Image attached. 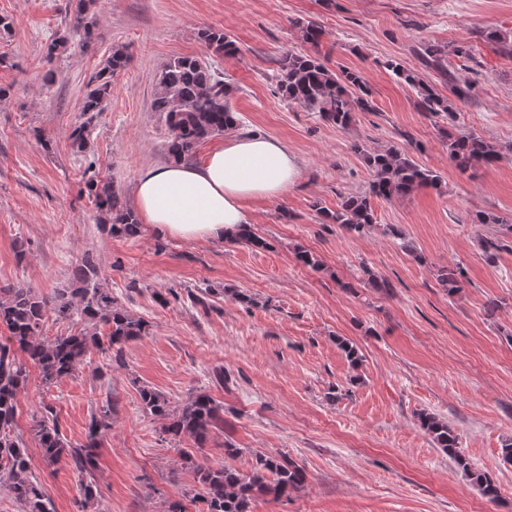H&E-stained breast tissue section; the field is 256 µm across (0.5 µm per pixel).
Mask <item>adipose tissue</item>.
<instances>
[{
    "label": "adipose tissue",
    "instance_id": "adipose-tissue-1",
    "mask_svg": "<svg viewBox=\"0 0 512 512\" xmlns=\"http://www.w3.org/2000/svg\"><path fill=\"white\" fill-rule=\"evenodd\" d=\"M298 176L295 155L278 140L233 135L199 167L144 170L135 205L143 223L186 240H223L248 222L247 200L281 195Z\"/></svg>",
    "mask_w": 512,
    "mask_h": 512
}]
</instances>
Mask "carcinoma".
<instances>
[{"mask_svg":"<svg viewBox=\"0 0 512 512\" xmlns=\"http://www.w3.org/2000/svg\"><path fill=\"white\" fill-rule=\"evenodd\" d=\"M95 2L76 0L73 29L82 33L87 44L96 38V22L91 13ZM199 39L206 49L227 57L238 51L235 41L221 29L205 28L199 32ZM421 56L424 64L436 71L444 68L447 61L444 51L431 45L424 47ZM129 61L125 49H114L90 81L82 108L87 120L74 127L69 135L74 150L84 151L91 121L105 110L111 79L126 69ZM277 66V89L281 96L319 113L323 120L339 129H346L354 122L355 112L372 111L371 91L360 71L332 70L318 57L299 50L283 54ZM385 67L410 88L426 116L450 121L455 118L454 102L440 95L428 81L395 60L386 61ZM229 96L230 88L221 73L198 56H177L163 65L151 109L165 117L170 131L168 154L173 161L191 158L200 143L236 126V112L229 105ZM354 149L373 172L374 180L369 192L345 198L336 210L317 209L325 224L359 233L376 223L372 197L404 198L420 189L436 188L441 183L440 175L416 162L408 151L398 146L371 149L356 144ZM502 156L499 145L478 135L448 137V159L463 172L492 166ZM87 187L113 233L134 236L140 232L142 225L136 212L111 183L91 179ZM234 239L256 249L267 247L266 240L249 225L235 234ZM74 278L78 287L71 295L79 298L78 307L63 293L48 298L33 288H0V328L9 333L5 342L0 343V483H7L22 512H54L48 494L32 475L25 442L16 432L19 396L29 377V365L38 368L43 385L51 386L79 369L91 350L119 357L123 345L148 332L142 319L119 307L102 287L92 255L84 256ZM437 280L450 295L463 288L459 269H441ZM51 313L60 319L78 314L92 323L91 330L45 340L42 328ZM139 393L146 413L170 420L164 425L163 433L173 440L187 437L197 447L205 448L213 430L223 423L221 406L206 393L190 396L177 410L171 409L168 399L148 385L140 386ZM418 420L420 427L463 471L472 486L490 500L498 497L494 478L472 469L460 454L454 427L425 411L418 414ZM30 430L45 462L55 465L69 461L79 477L83 505L92 504L97 494L93 482L95 448L112 430V402H105L92 414L86 441L82 444L64 438L50 405L43 406L41 414L32 417ZM195 479L199 491L189 501L202 505L198 512H249L257 496L271 495L276 499L298 489L305 481V473L292 460L259 454L247 472L224 464L200 466L195 470Z\"/></svg>","mask_w":512,"mask_h":512,"instance_id":"cac0c4a2","label":"carcinoma"}]
</instances>
